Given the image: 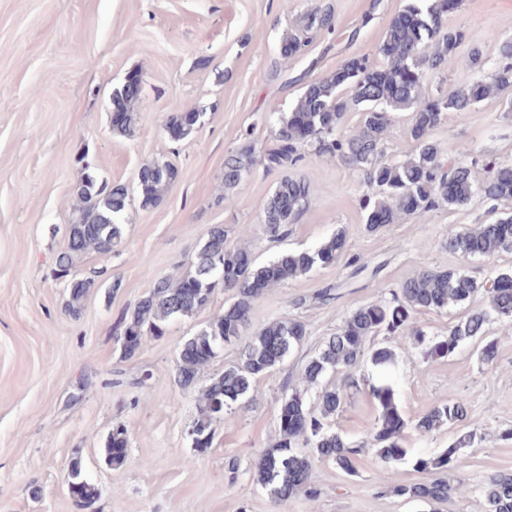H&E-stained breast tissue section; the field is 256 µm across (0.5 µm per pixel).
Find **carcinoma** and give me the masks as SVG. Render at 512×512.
<instances>
[{"instance_id":"1","label":"carcinoma","mask_w":512,"mask_h":512,"mask_svg":"<svg viewBox=\"0 0 512 512\" xmlns=\"http://www.w3.org/2000/svg\"><path fill=\"white\" fill-rule=\"evenodd\" d=\"M447 4L448 0H423L421 5H405L391 17L382 40L371 53L350 56L332 74L306 82L291 111L279 115L271 147L257 156L249 142L225 158L223 193L218 201H224L257 164L267 172L280 173L263 209L261 224L269 239L287 237L288 225L295 223L314 199L311 178L289 173L305 149L333 156L362 174L368 187L363 209L370 231L395 224L404 217L424 224L428 214L442 203L462 206L475 197L491 202L512 200L511 163L485 162V176L477 182L472 176L469 147L457 145L445 153L429 138L430 131L440 126L449 113L466 112L487 98H500L512 87V40L500 43V61L488 78L462 85L450 94L429 97L422 81L406 77L409 68L442 70L456 49L458 36L443 29ZM333 27L334 18L329 10L317 7L308 11L301 16L297 28L283 37L281 56L287 59L303 54L311 34ZM139 99V89L128 81L113 90L111 111L120 113L122 120L112 125V133L126 136L133 132ZM353 107L362 112L360 124L353 131L344 132V114ZM404 110L411 112L406 135L414 142V152L403 161H388L384 159V143L392 126V114ZM197 123V111L188 110L167 113L164 126L172 139L181 140L194 132ZM176 178L177 170L166 160L143 164L137 174L142 206L158 205ZM408 192L418 201L413 212L403 203ZM73 195L76 204L68 224V239L55 256L54 271L58 278L65 279L69 290L66 311L76 316L94 287V280L82 278L73 285L70 276L75 274L84 255L92 253L107 260L122 244V217L130 205V194L122 184L99 181L87 162ZM511 248L512 213L448 236V251L466 256L491 258ZM345 250L346 235L341 230L314 250L284 251L259 264L248 247L228 245L224 227L215 225L195 253L188 271L157 280L132 313L122 319V356L131 357L149 341L161 339L171 321L192 317L206 309L217 289L230 291L232 302L224 307V313L214 315L180 345L175 381L182 390H191L200 370L217 358L224 344L241 335L253 307L268 289L316 268L335 265ZM191 281L197 282L199 288H188ZM482 291L488 295V307L467 313L448 328L447 337L429 340L416 325L415 313L463 305ZM493 315L512 321V269L500 270L490 279L479 281L454 269L425 268L409 277L399 294L352 311L303 370V379L310 386L330 370L345 374L343 385L323 388L313 408L303 392L283 383L279 437L258 460L257 483L281 506L295 495L315 500L319 489L313 480L309 454L304 452L308 446L319 458L350 471L351 459L359 454V449L340 434L327 430L325 420L341 410L351 390L358 389L353 370L363 357L382 370L394 365L392 349L369 347L371 337L382 333L395 343L410 340L428 346L432 354L447 355L462 344L483 339ZM306 333L302 321L288 318L254 331L241 349L237 363L211 379L200 394L195 430L214 436L215 426L228 422L226 415L232 404L249 392L253 381L299 347ZM369 393L381 408L372 433L377 456L385 464L401 463L408 456V449L401 443L407 422L394 401L393 390L388 385H371ZM466 416L467 404L461 399L451 400L434 405L417 420L415 429L428 434ZM471 443L472 435L463 434L439 455L415 458L413 466L427 473L450 469L457 463V449ZM127 447L126 429H112L104 445L105 459L111 467L118 469L124 465ZM70 468L76 473L80 499L87 503L95 500L98 489L83 478L81 460L74 459ZM453 491L455 488L440 479L397 488L399 495L420 501L446 500ZM482 492L486 512H512V473L489 476Z\"/></svg>"}]
</instances>
